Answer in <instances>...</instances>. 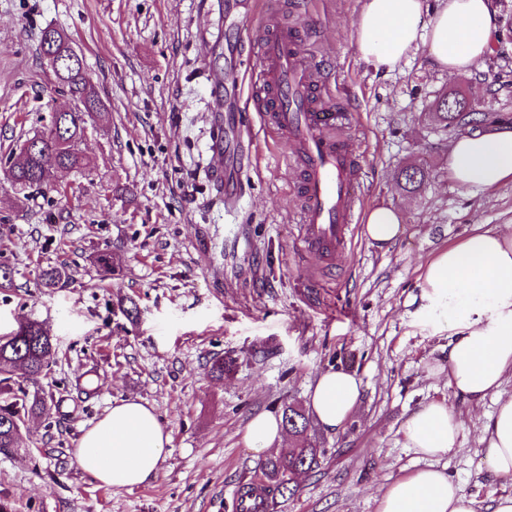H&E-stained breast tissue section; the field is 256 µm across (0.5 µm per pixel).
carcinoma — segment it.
Instances as JSON below:
<instances>
[{
	"mask_svg": "<svg viewBox=\"0 0 512 512\" xmlns=\"http://www.w3.org/2000/svg\"><path fill=\"white\" fill-rule=\"evenodd\" d=\"M69 53L72 46L67 36L53 26L43 29L40 52L46 54ZM62 92L76 101V107L52 116L47 131L48 140L39 145L26 139L20 153L9 157L5 173L7 179L20 188H42L51 185L55 170L66 169L83 172L90 167V160L80 144L86 125L85 116L102 107V102L86 77L83 59L78 58L70 66L55 73ZM433 117L439 122L462 123L458 112L448 111V97L435 104ZM426 180L422 168L404 169L401 172L400 188L407 193L420 189ZM68 275L62 266H53L42 271L40 286L62 288L67 285ZM55 355L53 342L40 324L34 320L26 329L15 335L0 336V452H9L23 447L21 427L29 416L43 409V398L39 394V382L50 369ZM282 421L297 438V444L286 455L270 456L262 466V483L242 485L238 501L250 499L255 507L249 512H273L278 499L296 494L292 482L295 473L312 472L320 468L325 450L308 437L309 420L302 408L288 404L282 409Z\"/></svg>",
	"mask_w": 512,
	"mask_h": 512,
	"instance_id": "1",
	"label": "carcinoma"
}]
</instances>
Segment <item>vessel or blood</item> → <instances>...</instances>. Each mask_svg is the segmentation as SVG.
<instances>
[{
  "instance_id": "1",
  "label": "vessel or blood",
  "mask_w": 512,
  "mask_h": 512,
  "mask_svg": "<svg viewBox=\"0 0 512 512\" xmlns=\"http://www.w3.org/2000/svg\"><path fill=\"white\" fill-rule=\"evenodd\" d=\"M303 40V33L281 27L259 36L250 91L264 125L287 138V162L303 172L296 249L330 262L358 221L359 160L354 144L336 135L341 115Z\"/></svg>"
}]
</instances>
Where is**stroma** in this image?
Here are the masks:
<instances>
[{
    "label": "stroma",
    "instance_id": "stroma-1",
    "mask_svg": "<svg viewBox=\"0 0 512 512\" xmlns=\"http://www.w3.org/2000/svg\"><path fill=\"white\" fill-rule=\"evenodd\" d=\"M494 5L492 53L451 74L425 41L388 72L362 60L361 0H0V160L74 106L40 54L46 26L70 37L105 105L81 143L89 170L58 173L51 192L16 191L0 173V263L13 272L0 289V335L34 320L57 352L27 448L0 454V500L12 512H232L267 456L246 443L249 422L307 406L330 367L361 378V401L340 430L311 423L322 464L276 512H377L381 490L423 464L403 427L432 400L464 420L458 452L438 459L449 478L479 512L512 491L478 442L498 396L464 402L435 373L449 332L425 315L417 286L440 250L512 225V184L474 196L451 181L458 132L429 115L457 92L486 120H512V0ZM266 12L292 28L316 16L308 59L348 115L363 211L401 215L391 244L360 223L332 264L298 253L299 173L249 105L251 20ZM213 68L236 81H213ZM230 122L255 154L223 140ZM411 164L428 178L405 193L397 176ZM219 170L237 186L234 207L217 200ZM107 246L108 271L95 261ZM60 265L67 287H37L42 269ZM228 356L236 369L211 377ZM85 372L98 387L90 399L75 389ZM122 399L147 403L170 437L155 478L133 489L99 484L75 463L84 431Z\"/></svg>",
    "mask_w": 512,
    "mask_h": 512
}]
</instances>
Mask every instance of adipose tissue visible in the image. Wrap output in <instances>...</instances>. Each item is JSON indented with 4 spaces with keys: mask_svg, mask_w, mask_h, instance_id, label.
I'll return each instance as SVG.
<instances>
[{
    "mask_svg": "<svg viewBox=\"0 0 512 512\" xmlns=\"http://www.w3.org/2000/svg\"><path fill=\"white\" fill-rule=\"evenodd\" d=\"M423 0H363L356 19L361 57L394 69L421 39L448 72H470L490 54L497 34L493 0H443L427 30H420ZM448 175L472 195L512 182V126L461 133L448 149ZM430 317L452 331L448 384L469 401L497 395L479 439L493 472L512 482V396L500 397L512 377V226L465 237L439 252L418 279ZM361 395L356 374L328 369L316 379L309 406L320 426L342 428ZM460 417L431 401L407 419L406 447L430 459L455 452ZM169 436L153 409L135 400L115 402L82 435L79 469L113 487L149 483L167 454ZM378 512H477V502L434 466L396 480L380 495Z\"/></svg>",
    "mask_w": 512,
    "mask_h": 512,
    "instance_id": "adipose-tissue-1",
    "label": "adipose tissue"
}]
</instances>
